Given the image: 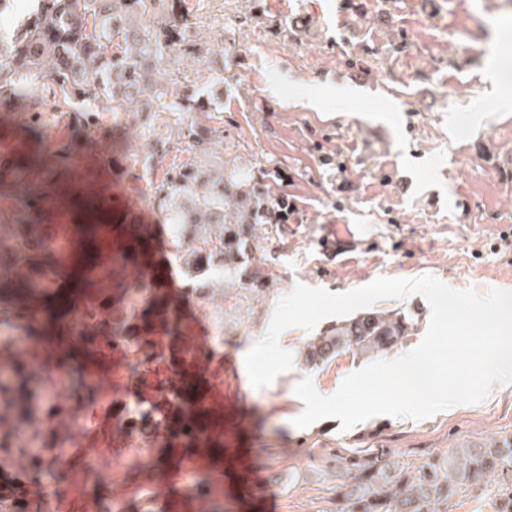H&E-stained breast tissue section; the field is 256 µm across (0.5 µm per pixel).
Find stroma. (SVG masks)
I'll use <instances>...</instances> for the list:
<instances>
[{
  "mask_svg": "<svg viewBox=\"0 0 512 512\" xmlns=\"http://www.w3.org/2000/svg\"><path fill=\"white\" fill-rule=\"evenodd\" d=\"M185 7L192 38L224 63V85L212 96L223 141L195 158L161 123L116 128L112 138L142 156L166 136V162L206 169L229 157L264 174L265 189L285 195L295 211L260 230L249 260L274 276L282 294L299 285L347 292L379 277L424 274L482 296L512 291V87L492 83L493 56L512 57L505 0H185ZM350 68L365 75L364 85L324 78ZM311 97L319 107L303 106ZM109 184L114 210L155 226L138 167L125 162ZM330 230L340 248L329 255L318 240ZM211 286L224 311V350L182 398L238 417L197 478L215 512H340L333 481L318 471L326 448H388L414 469L512 434V384L421 420L376 416L345 430L327 418L297 427L305 404L295 387L303 377L330 396L371 357L347 351L309 368L303 351L314 331L292 326L278 338L292 369L253 387L244 357L266 333L278 299L241 300L237 280L220 272ZM376 307L402 310L411 321V336L389 355L397 360L423 339L429 305L413 295ZM190 457L158 444L146 465L113 457L112 479L92 454L74 474L86 487L87 512H108L115 498L144 512L141 482L176 494ZM248 472L264 476L262 493L245 492Z\"/></svg>",
  "mask_w": 512,
  "mask_h": 512,
  "instance_id": "stroma-1",
  "label": "stroma"
}]
</instances>
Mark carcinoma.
<instances>
[{"label": "carcinoma", "mask_w": 512, "mask_h": 512, "mask_svg": "<svg viewBox=\"0 0 512 512\" xmlns=\"http://www.w3.org/2000/svg\"><path fill=\"white\" fill-rule=\"evenodd\" d=\"M192 19L183 0H29L9 31L0 30V199L14 201L0 209V227L10 226L13 249L0 254V288L29 293L49 289L36 308L13 303L0 306V335H12L13 324L36 330L50 314V302L66 287L74 238L66 225L78 227L96 219L81 201L100 197L98 174L112 166L113 152L92 150L81 141H58V129H78L86 138L112 139L113 126L126 120L148 127L165 115L173 117L179 139L197 156L206 155L224 139V126L190 117L217 111L198 87H172L175 57L207 63L198 80L224 84V66L214 64L209 48L190 36ZM178 54H173L172 49ZM168 149L156 142L140 160L141 179L149 185V205L162 224L170 225V244L178 264L195 279L210 280L217 266L239 280L241 299L279 293L265 270L244 266L258 246L257 225L270 223L282 211L285 198L270 200L251 174L235 159L211 172L192 164L163 168ZM66 182L72 201L50 195ZM147 250L130 242L110 253L96 247L90 254L87 278L92 291L85 297L87 338L94 353L102 352L98 323L108 321L112 336L123 341L127 361L151 344L162 331L188 335L187 327L168 308L145 306L159 284L143 267ZM189 295L224 328V311L210 297ZM411 332L407 317L396 310L367 309L328 327L307 344L303 363L311 367L344 351L384 355ZM25 386L28 368L14 363L13 354H0V429L26 422L57 420L66 408L34 395L17 402L6 382ZM169 380L156 379L149 393L132 403L112 399V418L134 431L145 416L169 413L173 400ZM168 448L194 447L210 437L190 429L163 426ZM57 432L40 438L42 453L31 456L27 477L44 475L43 456L54 453ZM322 471L336 480L341 512H448V502L461 492L477 490L487 481L500 482L497 512H512V440L504 438L458 448L444 457H431L417 473L403 470L387 448H338L322 455Z\"/></svg>", "instance_id": "1"}]
</instances>
